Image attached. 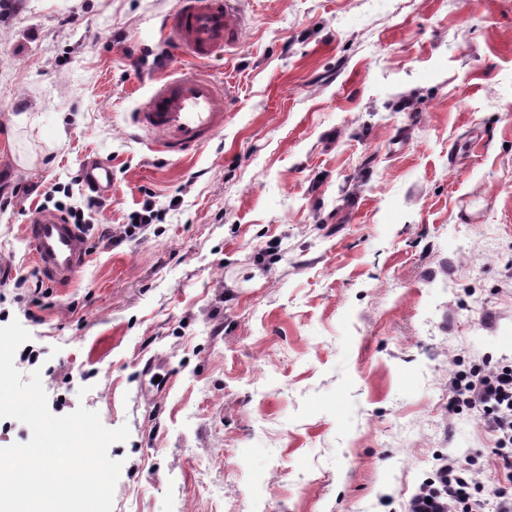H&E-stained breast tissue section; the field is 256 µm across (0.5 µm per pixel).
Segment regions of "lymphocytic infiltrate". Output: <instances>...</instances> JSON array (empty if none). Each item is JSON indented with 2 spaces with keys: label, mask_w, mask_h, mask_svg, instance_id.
<instances>
[{
  "label": "lymphocytic infiltrate",
  "mask_w": 512,
  "mask_h": 512,
  "mask_svg": "<svg viewBox=\"0 0 512 512\" xmlns=\"http://www.w3.org/2000/svg\"><path fill=\"white\" fill-rule=\"evenodd\" d=\"M477 412L500 472L478 495L473 458H448L411 496L408 512H512V358L474 360L448 381V413Z\"/></svg>",
  "instance_id": "1"
}]
</instances>
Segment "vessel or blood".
I'll return each instance as SVG.
<instances>
[{
  "label": "vessel or blood",
  "instance_id": "1",
  "mask_svg": "<svg viewBox=\"0 0 512 512\" xmlns=\"http://www.w3.org/2000/svg\"><path fill=\"white\" fill-rule=\"evenodd\" d=\"M161 28L173 50L186 49L196 57L209 58L239 44L243 14L239 0H179L177 11ZM231 110L228 89L209 77L189 74L154 88L131 119L141 131L157 136L164 151L180 154L221 133ZM84 178L89 184L108 187L112 169L95 161L85 167ZM24 238L38 270L59 287L73 282L89 256L85 235L53 211L36 213L24 226Z\"/></svg>",
  "mask_w": 512,
  "mask_h": 512
}]
</instances>
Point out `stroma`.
I'll list each match as a JSON object with an SVG mask.
<instances>
[{"label":"stroma","mask_w":512,"mask_h":512,"mask_svg":"<svg viewBox=\"0 0 512 512\" xmlns=\"http://www.w3.org/2000/svg\"><path fill=\"white\" fill-rule=\"evenodd\" d=\"M177 8L0 0V326L39 353L18 370L51 413L128 425L112 512H406L448 456L490 483L448 380L512 357V0H243L206 60L169 51ZM185 71L234 97L180 158L130 114ZM93 159L112 202L87 265L18 299L23 224ZM149 195L163 222L114 243Z\"/></svg>","instance_id":"stroma-1"}]
</instances>
